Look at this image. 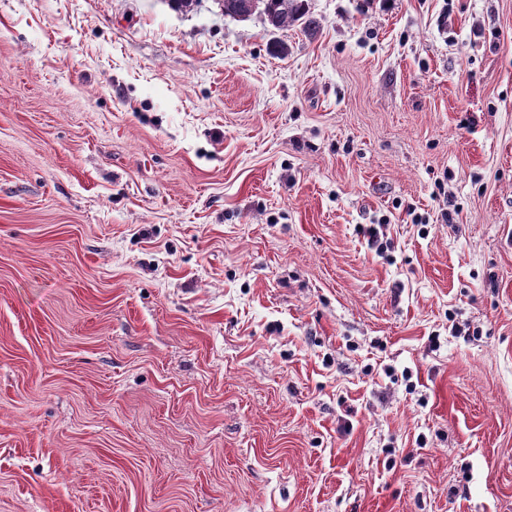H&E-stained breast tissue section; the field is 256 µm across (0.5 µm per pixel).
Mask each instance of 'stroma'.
<instances>
[{"instance_id":"stroma-1","label":"stroma","mask_w":512,"mask_h":512,"mask_svg":"<svg viewBox=\"0 0 512 512\" xmlns=\"http://www.w3.org/2000/svg\"><path fill=\"white\" fill-rule=\"evenodd\" d=\"M310 7L0 0V512H512V0ZM268 22L273 30H281L297 22H302L305 31H314L318 23L310 15L308 0H266ZM266 1H252L253 11H262Z\"/></svg>"}]
</instances>
